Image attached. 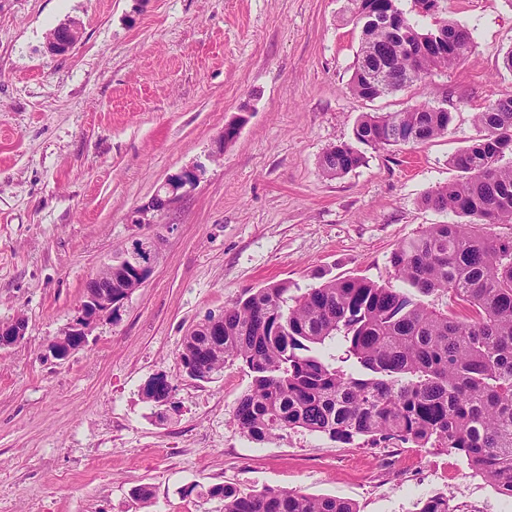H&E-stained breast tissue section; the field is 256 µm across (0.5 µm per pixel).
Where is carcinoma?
I'll list each match as a JSON object with an SVG mask.
<instances>
[{
  "label": "carcinoma",
  "instance_id": "carcinoma-1",
  "mask_svg": "<svg viewBox=\"0 0 512 512\" xmlns=\"http://www.w3.org/2000/svg\"><path fill=\"white\" fill-rule=\"evenodd\" d=\"M350 90L362 99L393 94L436 69L457 65L473 31L446 19L422 29L384 0L388 26L362 22ZM451 113L423 105L363 116L354 142L332 145L323 173L341 177L374 149L415 146L444 135ZM477 136L450 159L460 178L439 186L423 203L466 218L432 224L390 256L403 287L366 278H332L288 298L286 282L244 291L224 308V330L189 336L180 362L196 363L189 376L212 380L237 362L251 384L237 400L232 422L257 443L301 428L333 441H393L439 448L464 457L512 499V237L492 232L512 224V97L475 114ZM445 293L458 305L441 310L422 297ZM293 304H288V301ZM164 377L143 398L161 404ZM208 494L224 512H359L330 496L267 487L242 491L215 484ZM418 512H452L448 496L434 494Z\"/></svg>",
  "mask_w": 512,
  "mask_h": 512
}]
</instances>
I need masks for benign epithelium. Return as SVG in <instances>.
I'll return each instance as SVG.
<instances>
[{
    "label": "benign epithelium",
    "instance_id": "7a95c632",
    "mask_svg": "<svg viewBox=\"0 0 512 512\" xmlns=\"http://www.w3.org/2000/svg\"><path fill=\"white\" fill-rule=\"evenodd\" d=\"M362 18L376 24L390 22L389 13L374 0H367ZM81 34V25L65 23L47 35V49L57 55L70 51ZM200 179V169L184 168L167 177L155 190L148 202L135 208L129 215V223L141 224L147 232L132 239L129 246L117 258L103 267L105 274H96L85 286L77 314L61 333L46 346L43 357L57 362L67 361L88 343L93 330L103 322L115 321L131 295L125 290L127 279L145 284L153 274L158 248L163 240L159 217L193 187ZM224 323V315H210L197 323L190 335L212 332ZM27 322L18 317L0 327V350L10 348L23 340Z\"/></svg>",
    "mask_w": 512,
    "mask_h": 512
}]
</instances>
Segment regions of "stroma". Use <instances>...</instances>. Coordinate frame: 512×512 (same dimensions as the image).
Masks as SVG:
<instances>
[{"label": "stroma", "mask_w": 512, "mask_h": 512, "mask_svg": "<svg viewBox=\"0 0 512 512\" xmlns=\"http://www.w3.org/2000/svg\"><path fill=\"white\" fill-rule=\"evenodd\" d=\"M439 6L472 28L467 55L370 101L349 89L361 30L348 0H0V321L27 322L0 350V512H224L215 484L336 496L359 512H415L436 493L456 512H512L450 451L300 430L250 441L231 422L246 370L200 382L178 369L192 327L243 290L384 284L398 244L454 222L421 198L457 180L449 159L475 137V113L512 95V0ZM71 20L78 42L49 53L47 33ZM421 104L450 111L445 135L368 147L361 167L323 174L324 151L352 141L362 115ZM193 166L201 179L163 216L151 278L83 350L41 359L87 281L138 234L130 212ZM159 374L176 389L163 421L142 398Z\"/></svg>", "instance_id": "35a3bbf8"}]
</instances>
